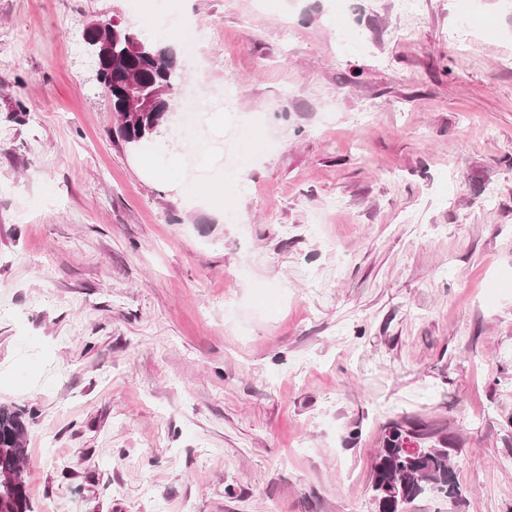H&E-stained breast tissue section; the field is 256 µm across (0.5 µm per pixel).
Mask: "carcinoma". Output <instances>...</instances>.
<instances>
[{"instance_id": "1", "label": "carcinoma", "mask_w": 512, "mask_h": 512, "mask_svg": "<svg viewBox=\"0 0 512 512\" xmlns=\"http://www.w3.org/2000/svg\"><path fill=\"white\" fill-rule=\"evenodd\" d=\"M143 36L127 25L118 37L106 42L112 57V70L103 76L104 83L112 92V109L117 112L116 133L127 146L140 147L156 136L170 123L167 113L174 110L172 94H164L161 101L149 112H140L135 123L129 117H121L120 103L128 86L126 78L133 77L140 87L162 88L178 86V68L171 55L159 45L145 56L134 50ZM33 412H25L13 406L0 404V512H32L24 464L27 460L26 434L28 420ZM408 435L401 426L395 425L386 433L383 446L374 457L373 500L376 512H392L388 490L397 488L399 507L429 492L444 497L459 495L457 482H448L449 451L446 448H424L417 454L405 449L404 438Z\"/></svg>"}]
</instances>
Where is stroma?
Segmentation results:
<instances>
[{
	"label": "stroma",
	"mask_w": 512,
	"mask_h": 512,
	"mask_svg": "<svg viewBox=\"0 0 512 512\" xmlns=\"http://www.w3.org/2000/svg\"><path fill=\"white\" fill-rule=\"evenodd\" d=\"M156 0H0V403L32 512H376L392 424L512 512V0H184L224 98L146 173L83 32ZM471 16L468 29L460 19ZM271 148L223 211L241 121ZM248 165L247 159H242L238 162L237 168L244 169ZM235 168H228L224 170V183L223 187L218 192H208V201L217 209H224V189L227 191L229 188L238 185L244 180V171Z\"/></svg>",
	"instance_id": "obj_1"
}]
</instances>
